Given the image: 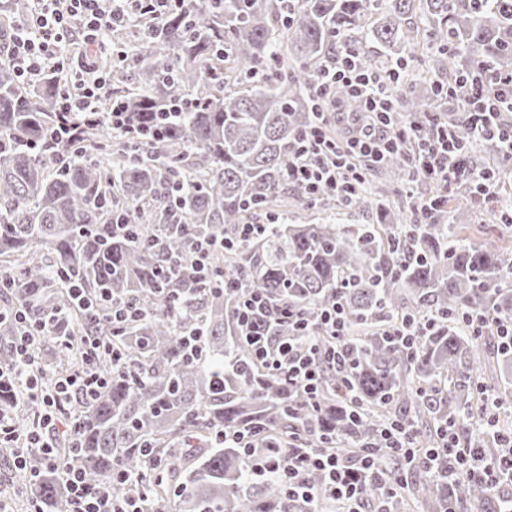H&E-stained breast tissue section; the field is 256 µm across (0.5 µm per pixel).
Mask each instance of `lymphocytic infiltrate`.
<instances>
[{"label": "lymphocytic infiltrate", "mask_w": 512, "mask_h": 512, "mask_svg": "<svg viewBox=\"0 0 512 512\" xmlns=\"http://www.w3.org/2000/svg\"><path fill=\"white\" fill-rule=\"evenodd\" d=\"M34 9L23 22L0 31V57L8 58L22 81L46 73L58 76L60 102L55 114V129L47 142L49 148L76 147L85 127L102 126L126 140L145 134L146 127L128 112H106L102 105L108 96L109 77L101 71L91 52L92 46L117 27L134 25L155 29L171 0H33ZM405 68L396 63L385 69H364L358 55L346 46L323 63L322 79L311 90L316 110L309 129L296 140L288 163L280 174L283 183L305 188L309 198L322 194L333 196L340 206H351L360 184L369 173L392 153L406 156L416 178L427 180L434 190L419 200L414 221L431 223L441 194L448 186L466 184L479 200L495 201L499 181L494 169L472 167L452 131L436 124L428 131L400 126L395 120L397 102L391 86ZM443 101L453 103L465 97L469 118L478 139L490 142L505 166H512V72L501 74L483 69L472 77L455 83H438ZM361 101L358 112L346 110L345 97ZM340 126L343 138L330 134L331 126ZM240 334L251 348L252 358L268 372L284 376L289 384L305 394L316 395L321 377V362L344 364L337 341L344 336L346 319L341 307L317 313L315 320L285 308H273L263 295H241L237 301ZM14 318L27 327L15 345L17 363L14 375L20 391L41 399L45 412L36 418L25 437H18L7 416L0 415V441L17 443L16 467H24L28 450L39 449L47 468L58 471L72 498V512H145L143 494L113 495L111 488L88 489L83 478L63 466L54 451L53 438L58 431L69 436L78 432V417L59 418L60 403L75 397L93 398L107 384L97 361L104 349L97 339L87 338L80 368L61 375L47 369L38 358L39 341L50 335L46 320L30 316L29 307L18 309ZM291 321L302 339L271 348L266 334L272 322ZM335 339L330 351L320 352L319 337ZM252 428L241 426L221 432L222 443L244 449L249 456L253 476H275L289 495L308 498L313 494L307 484L310 473H321L325 490L337 512H361L364 493L362 476L384 481L386 491H394L397 481L386 474L382 450L361 451L352 459L338 452L292 443L268 447L257 452ZM457 464V476L498 487L502 477L512 478V454L490 459L476 449L457 447L447 438L441 448Z\"/></svg>", "instance_id": "lymphocytic-infiltrate-1"}]
</instances>
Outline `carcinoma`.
Here are the masks:
<instances>
[{
  "mask_svg": "<svg viewBox=\"0 0 512 512\" xmlns=\"http://www.w3.org/2000/svg\"><path fill=\"white\" fill-rule=\"evenodd\" d=\"M0 10L27 17L30 0H5ZM293 22L283 0H180L162 25L138 37L129 62L112 74V98L145 122L168 131L139 148L116 149L100 127L88 130L84 157L60 163L43 149L58 109L57 78L20 82L0 62V257L6 270L0 317V365L14 364L18 325L10 317L28 302L37 319L54 316L73 348L55 350L53 364L81 365L80 336H98L122 357L119 372L104 355L106 387L93 399L64 404L79 411L76 446L61 441L60 458L94 489L129 466L152 486L150 512H318L331 507L288 497L275 478L254 480L238 448L215 435L256 424L259 442L298 439L355 456L381 445L395 420L411 424L420 448L450 428L460 446L505 451L503 437L485 435L480 388L497 380L483 340L467 335L459 314L472 308L512 312V257L461 237L441 206L430 224L388 210L385 224H273L243 239L247 214L288 201H307L300 186L280 182L295 138L313 119L310 89L336 43L356 49L363 67L378 66L377 45L391 62L427 48L428 62L452 77L484 62L512 71V0H300ZM397 120L428 129L437 120L436 89L410 94L398 87ZM459 143L469 146L468 121L448 114ZM391 179H411L404 156L385 164ZM468 188L453 210L471 211ZM107 224L126 228L103 233ZM222 237L210 266L241 284L226 288L192 271V240ZM83 288L95 320L69 295ZM257 292L310 316L340 304L346 315L347 372L322 370L315 400L253 363L238 336L237 298ZM141 311L111 334L112 304ZM435 319L409 347L386 335L402 320ZM201 334L195 356L182 336ZM272 343L297 337L283 321ZM0 408L21 428L42 412L22 399L11 378L0 381ZM166 478L155 475L156 461ZM412 486L428 512L473 505L512 512V492H490L475 479L448 480V456ZM40 507L69 512L70 494L39 451L27 452L16 474ZM364 498L378 512H402V497L381 496L364 477Z\"/></svg>",
  "mask_w": 512,
  "mask_h": 512,
  "instance_id": "carcinoma-1",
  "label": "carcinoma"
}]
</instances>
